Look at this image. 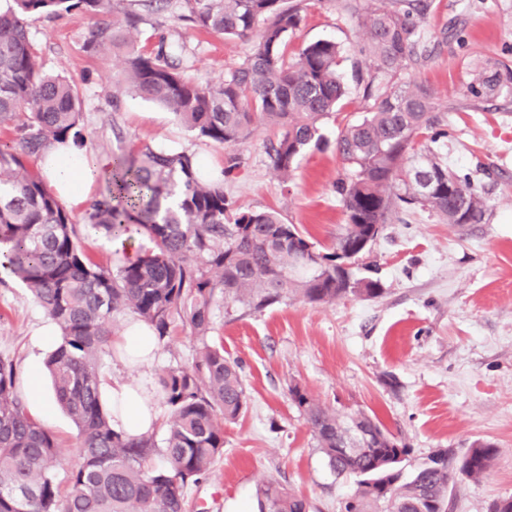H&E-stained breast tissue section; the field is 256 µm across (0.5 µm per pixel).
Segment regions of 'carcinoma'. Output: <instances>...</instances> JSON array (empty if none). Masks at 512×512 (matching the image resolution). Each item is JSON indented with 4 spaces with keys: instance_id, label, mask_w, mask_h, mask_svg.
Returning <instances> with one entry per match:
<instances>
[{
    "instance_id": "carcinoma-1",
    "label": "carcinoma",
    "mask_w": 512,
    "mask_h": 512,
    "mask_svg": "<svg viewBox=\"0 0 512 512\" xmlns=\"http://www.w3.org/2000/svg\"><path fill=\"white\" fill-rule=\"evenodd\" d=\"M12 2L0 11V127L14 132L0 140V283H22L59 328L46 369L57 404L78 430V461L62 469L56 438L16 391L14 360L0 355V512H185L188 486L224 453V423L248 404L239 362L208 342L217 302L227 318L293 299L322 305L350 295L376 298L380 284L342 264L393 213L419 206L449 224H481L487 202L472 177L449 171L440 157L448 124L434 92L394 85L362 119L338 130L336 152L347 171L335 189L346 222L315 265L305 263L314 244L281 211L243 210L226 197L224 184L199 176L191 155L148 145L117 158L104 193L76 224L29 165L55 143L85 145L79 89L44 69L30 39L33 21L60 11L88 15L85 51L122 55L132 93L173 112L196 137L228 148L227 178L242 166L232 146L259 126L275 132L268 155L285 182L304 151L326 144L320 121L348 94L339 72L343 48L317 40L288 54L302 6L285 0H183L195 27L252 42L224 79L200 83L183 75L174 46H140L139 15L118 18L115 0ZM399 2L385 9L368 0L359 17L357 52L383 75L426 58L420 29L427 0ZM501 97L512 99V65H468L471 105ZM132 224L152 244L135 258L104 265L82 250V233L115 237ZM127 314L160 340L178 318L199 343L192 365L158 373L156 391L168 410L161 446L149 432L114 430L101 399L112 325ZM288 391L330 469L358 477L341 512H453V489L485 476L497 452L483 442L463 452L440 448L407 474L401 463L409 448L376 417L339 415L297 383ZM257 508L310 512L311 505L269 479L259 487Z\"/></svg>"
}]
</instances>
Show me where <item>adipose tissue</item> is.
<instances>
[{
    "instance_id": "obj_1",
    "label": "adipose tissue",
    "mask_w": 512,
    "mask_h": 512,
    "mask_svg": "<svg viewBox=\"0 0 512 512\" xmlns=\"http://www.w3.org/2000/svg\"><path fill=\"white\" fill-rule=\"evenodd\" d=\"M43 172L58 196L73 205L84 203L92 182L102 176L103 163L88 160L80 151L56 144L46 151ZM137 365L152 362L159 343L151 328L140 322L126 325L118 343ZM112 405V426L115 430L137 436L152 431L157 421L158 405L149 382L140 379L113 382L106 390Z\"/></svg>"
}]
</instances>
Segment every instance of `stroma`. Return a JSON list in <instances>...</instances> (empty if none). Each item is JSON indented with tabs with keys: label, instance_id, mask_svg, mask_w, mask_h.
Here are the masks:
<instances>
[{
	"label": "stroma",
	"instance_id": "1",
	"mask_svg": "<svg viewBox=\"0 0 512 512\" xmlns=\"http://www.w3.org/2000/svg\"><path fill=\"white\" fill-rule=\"evenodd\" d=\"M365 3L303 0V20L291 37L293 52L320 39L345 49L340 72L348 94L322 124L327 147L307 150L285 182L260 128L237 145L243 166L223 180L239 207L281 210L325 252L345 222L334 190L344 172L336 134L371 105L355 79L370 70L355 52V11ZM181 12L180 0H172L166 11L145 14L141 43L180 46L181 67L192 80L223 79L250 42L192 27L179 21ZM423 28L428 60L402 70L396 81L428 86L448 105V166L477 176L489 217L482 224H446L418 207L393 216L359 262V275L379 280V297L328 305L292 300L237 319L216 310L211 339L240 362L248 409L225 425L224 453L210 474L188 487V512H257V489L271 478L305 497L312 512H340L357 480L330 470L290 399L294 383L337 413L376 415L409 448L408 471L439 448L493 444L488 474L456 487L453 512H489L494 501L512 497V102L462 105L468 63L512 61V0H432ZM89 29V19L74 11L37 19L30 28L45 69L80 90L84 153L110 162L134 144L187 152L208 178L223 179L224 147L196 139L171 112L128 92L122 58L85 52ZM47 323L20 283L0 284V353L17 365V390L29 414L67 455L77 429L55 405L41 371L49 348L40 345L38 331ZM197 345L188 328L174 323L159 359L138 373L152 380L168 366L191 364ZM34 367L40 374L33 380Z\"/></svg>",
	"mask_w": 512,
	"mask_h": 512
}]
</instances>
